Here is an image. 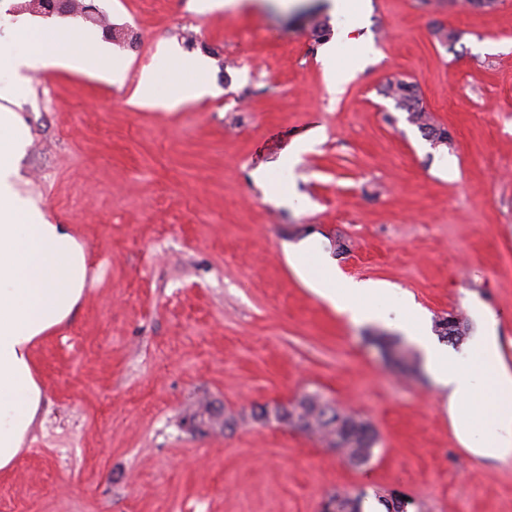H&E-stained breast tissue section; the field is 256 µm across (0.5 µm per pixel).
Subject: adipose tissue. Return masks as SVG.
I'll return each instance as SVG.
<instances>
[{
	"instance_id": "obj_1",
	"label": "adipose tissue",
	"mask_w": 512,
	"mask_h": 512,
	"mask_svg": "<svg viewBox=\"0 0 512 512\" xmlns=\"http://www.w3.org/2000/svg\"><path fill=\"white\" fill-rule=\"evenodd\" d=\"M56 63L113 79L128 68L124 58L104 46L88 47L66 25L29 27L0 39V469L15 459L39 409L32 344L72 314L86 285V252L70 225L51 223L20 189L29 136L18 114L5 108L23 93L26 72ZM169 63L164 70H141L134 93L139 105L171 109L209 95L204 59L173 53ZM288 260L350 321L391 320L404 328L446 395L461 447L482 462L512 459V364L501 353L492 314L476 309L484 332L462 351H451L428 339L422 313L387 284L342 278L311 244L289 252Z\"/></svg>"
}]
</instances>
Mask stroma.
I'll list each match as a JSON object with an SVG mask.
<instances>
[{
  "instance_id": "stroma-1",
  "label": "stroma",
  "mask_w": 512,
  "mask_h": 512,
  "mask_svg": "<svg viewBox=\"0 0 512 512\" xmlns=\"http://www.w3.org/2000/svg\"><path fill=\"white\" fill-rule=\"evenodd\" d=\"M19 2L0 0V36L67 22L129 68L113 82L37 70L11 106L30 132L24 189L71 225L91 277L33 349L41 405L0 469V512H321L339 490L512 512V463L473 460L428 373L382 360L369 337L388 323H351L287 260L318 240L343 277L389 284L428 320L458 316L471 337L481 304L512 363V0H367L336 91L327 44L299 15L338 27L331 0L209 13L198 0H93L105 27ZM439 26L457 40L440 44ZM169 50L208 60L212 94L132 105L141 69ZM395 76L418 84L451 146L382 95ZM302 140L291 204L274 206L251 173ZM315 391L371 422L367 465L276 423L226 433L193 419L203 404L247 413Z\"/></svg>"
}]
</instances>
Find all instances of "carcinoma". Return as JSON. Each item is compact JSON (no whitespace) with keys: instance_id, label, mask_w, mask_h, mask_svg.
<instances>
[{"instance_id":"1","label":"carcinoma","mask_w":512,"mask_h":512,"mask_svg":"<svg viewBox=\"0 0 512 512\" xmlns=\"http://www.w3.org/2000/svg\"><path fill=\"white\" fill-rule=\"evenodd\" d=\"M382 94L393 100L396 108L407 112L408 121L417 126L429 141L446 144L451 140L448 130L438 125L423 106L415 82L394 77L384 85ZM434 331L441 340L455 345L465 335V324L456 316H441L435 320ZM372 341L388 355L393 364L409 373L418 372L417 354L402 345L398 337L378 332L372 335ZM247 420L263 425L274 422L316 436L327 447L339 451L344 461L353 467L368 463L377 437L369 421L322 402L316 393H305L286 405L260 406L247 416L226 414L224 430L231 431ZM331 499L335 503V512H360L358 495L338 491Z\"/></svg>"}]
</instances>
